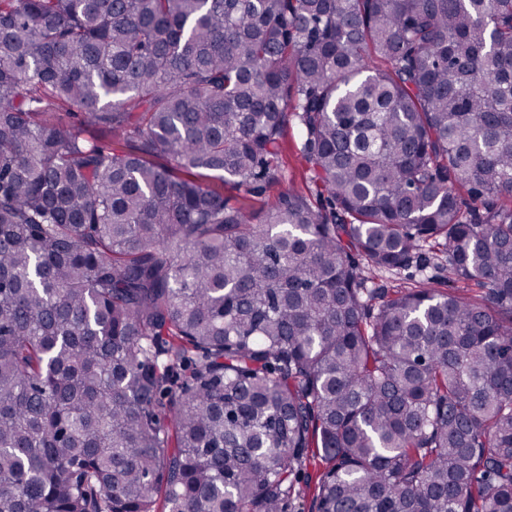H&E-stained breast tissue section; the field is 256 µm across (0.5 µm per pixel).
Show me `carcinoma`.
<instances>
[{"instance_id":"obj_1","label":"carcinoma","mask_w":512,"mask_h":512,"mask_svg":"<svg viewBox=\"0 0 512 512\" xmlns=\"http://www.w3.org/2000/svg\"><path fill=\"white\" fill-rule=\"evenodd\" d=\"M290 100L327 208L257 223L203 180ZM310 448L316 512H512V0H0V512H288ZM426 279H433L436 283L435 286L444 290L464 288V293L468 294H478L481 291L475 282L448 281V271H441L433 266L432 263L427 267L416 268L413 266L410 269L382 275L376 282L385 288H389L391 291H400L413 287L418 282ZM465 290L467 291L465 292Z\"/></svg>"}]
</instances>
